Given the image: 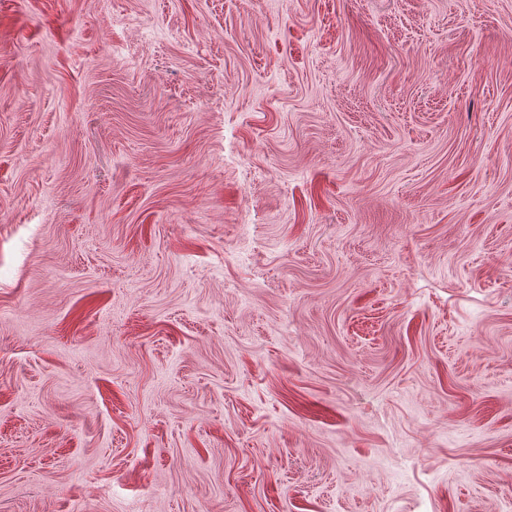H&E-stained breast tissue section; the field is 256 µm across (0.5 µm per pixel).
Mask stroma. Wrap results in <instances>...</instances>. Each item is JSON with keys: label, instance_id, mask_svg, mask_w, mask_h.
<instances>
[{"label": "stroma", "instance_id": "obj_1", "mask_svg": "<svg viewBox=\"0 0 512 512\" xmlns=\"http://www.w3.org/2000/svg\"><path fill=\"white\" fill-rule=\"evenodd\" d=\"M512 0H0V512H505Z\"/></svg>", "mask_w": 512, "mask_h": 512}]
</instances>
